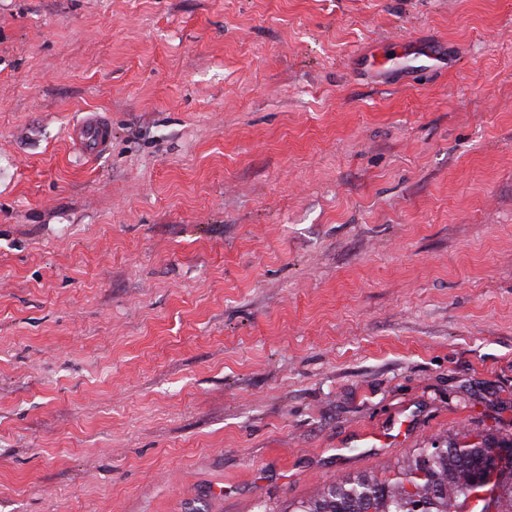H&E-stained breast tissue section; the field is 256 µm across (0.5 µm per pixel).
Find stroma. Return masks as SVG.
<instances>
[{"label": "stroma", "instance_id": "1", "mask_svg": "<svg viewBox=\"0 0 512 512\" xmlns=\"http://www.w3.org/2000/svg\"><path fill=\"white\" fill-rule=\"evenodd\" d=\"M482 437L512 0H0V512H291ZM74 145L87 155L106 153L112 143V124L101 118L90 116L73 123L68 131Z\"/></svg>", "mask_w": 512, "mask_h": 512}]
</instances>
